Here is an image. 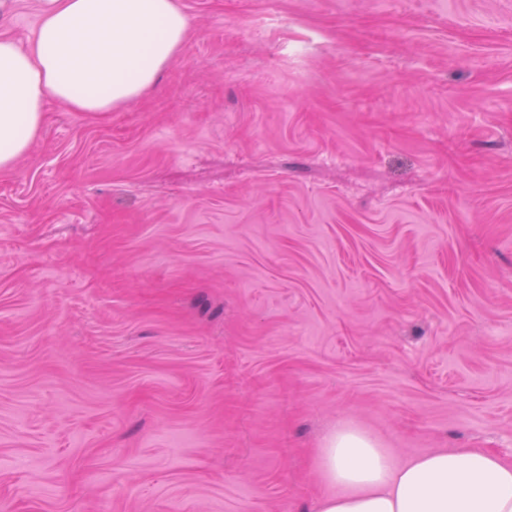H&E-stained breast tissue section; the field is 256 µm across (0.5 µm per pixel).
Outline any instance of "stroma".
Returning <instances> with one entry per match:
<instances>
[{
    "label": "stroma",
    "instance_id": "obj_1",
    "mask_svg": "<svg viewBox=\"0 0 512 512\" xmlns=\"http://www.w3.org/2000/svg\"><path fill=\"white\" fill-rule=\"evenodd\" d=\"M179 4L0 172V507L313 512L342 428L512 462V0Z\"/></svg>",
    "mask_w": 512,
    "mask_h": 512
}]
</instances>
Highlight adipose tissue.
Wrapping results in <instances>:
<instances>
[{
  "label": "adipose tissue",
  "mask_w": 512,
  "mask_h": 512,
  "mask_svg": "<svg viewBox=\"0 0 512 512\" xmlns=\"http://www.w3.org/2000/svg\"><path fill=\"white\" fill-rule=\"evenodd\" d=\"M28 46L0 35V171L39 138L48 100L102 116L150 90L185 43L177 0H39ZM328 492L315 512H512V463L476 448L397 462L341 429L318 451Z\"/></svg>",
  "instance_id": "obj_1"
}]
</instances>
